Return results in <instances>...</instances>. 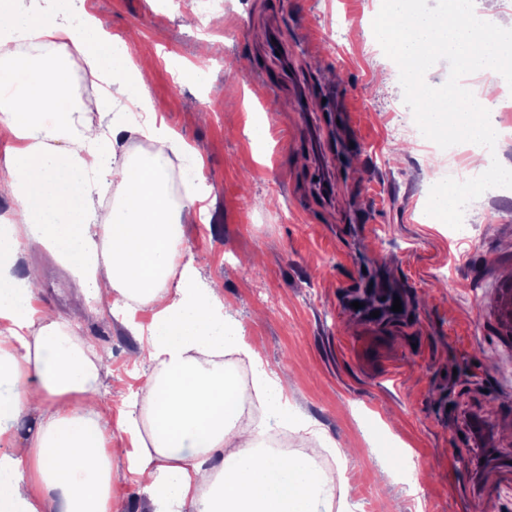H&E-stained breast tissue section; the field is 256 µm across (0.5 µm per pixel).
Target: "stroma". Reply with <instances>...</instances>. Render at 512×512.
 <instances>
[{
    "mask_svg": "<svg viewBox=\"0 0 512 512\" xmlns=\"http://www.w3.org/2000/svg\"><path fill=\"white\" fill-rule=\"evenodd\" d=\"M85 7L109 36L134 28L156 46L150 98L219 188L187 227L182 260L209 253L199 279L220 289L265 367L299 359L289 401L341 449L352 512H474L478 500L512 512V334L492 306L512 281V194L484 196L466 240L430 221L434 170L393 135L404 87L375 26L378 0H224L208 18L180 0ZM339 23L345 40L328 41ZM272 97L260 162L247 124ZM26 258L44 272L39 305L111 348L102 395L116 383L141 393L153 368L137 337L100 316L46 248L29 245ZM255 281L278 307L255 300ZM384 295L401 311L379 310ZM472 413L493 440L477 468L458 441Z\"/></svg>",
    "mask_w": 512,
    "mask_h": 512,
    "instance_id": "1",
    "label": "stroma"
}]
</instances>
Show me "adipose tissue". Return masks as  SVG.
Segmentation results:
<instances>
[{"instance_id": "adipose-tissue-1", "label": "adipose tissue", "mask_w": 512, "mask_h": 512, "mask_svg": "<svg viewBox=\"0 0 512 512\" xmlns=\"http://www.w3.org/2000/svg\"><path fill=\"white\" fill-rule=\"evenodd\" d=\"M73 0H55L33 17L24 0H0V194L16 203L0 219V512H112V488L134 478L148 512H351L353 487L322 467L315 453L284 455L261 448L254 431L238 427L242 400L224 357L237 354L257 370L277 425L312 432L314 422L288 401V378L264 368L224 299L203 285L196 265L177 250L187 225L204 214L216 187L203 177L204 159L159 117L86 120L111 101H148L152 58L129 66L130 39L106 37L101 22L73 14ZM497 0H455L451 13L415 12L405 0H384V33L394 63L421 73L445 58L476 73L512 69V28L486 24ZM65 53L58 54L54 45ZM104 81L100 97H75L72 75ZM427 135L471 149L499 139L485 117L431 99L422 115ZM146 138L162 152L126 154ZM192 156L182 173L185 194L173 201L174 160ZM117 198L100 215L104 188ZM28 243L53 250L79 276L101 311L122 309L134 323L154 371L143 393L145 421L128 414L131 395L112 389L100 399L105 350L71 335L37 306V267H21ZM29 418L33 434L16 424ZM130 439L127 465L117 469L107 445L114 432ZM314 432V431H313ZM34 467L37 490L24 472Z\"/></svg>"}]
</instances>
